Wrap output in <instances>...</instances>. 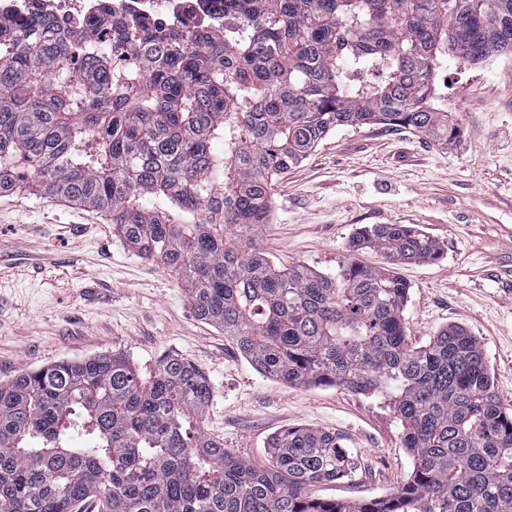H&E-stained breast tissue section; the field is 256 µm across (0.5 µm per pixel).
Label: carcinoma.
<instances>
[{
  "label": "carcinoma",
  "instance_id": "obj_1",
  "mask_svg": "<svg viewBox=\"0 0 512 512\" xmlns=\"http://www.w3.org/2000/svg\"><path fill=\"white\" fill-rule=\"evenodd\" d=\"M224 12L222 29L115 20L96 48L51 15L0 22V194L107 214L127 246L184 277L198 319L260 374L382 394L412 474L384 499L317 498L361 476L336 435L286 428L255 463L204 431L213 386L194 363L165 355L144 373L112 351L0 384V512H512V409L478 339L450 326L407 341L397 269L438 243L374 224L331 275L276 265L255 242L274 177L336 128L456 142L435 70L444 55L512 52V0H224ZM363 251L380 264L359 263Z\"/></svg>",
  "mask_w": 512,
  "mask_h": 512
}]
</instances>
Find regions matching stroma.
Segmentation results:
<instances>
[{
	"instance_id": "35a3bbf8",
	"label": "stroma",
	"mask_w": 512,
	"mask_h": 512,
	"mask_svg": "<svg viewBox=\"0 0 512 512\" xmlns=\"http://www.w3.org/2000/svg\"><path fill=\"white\" fill-rule=\"evenodd\" d=\"M434 83L461 129L456 142L443 150L383 125L336 129L276 177L257 243L282 265L330 273L359 228L416 225L440 255L400 269L409 344L465 328L512 408V53L448 59ZM110 351L141 369L167 354L196 364L214 387L205 430L240 457L264 460L267 439L291 426L336 433L363 477L322 486L320 497L381 499L412 473L382 396L259 374L196 317L180 276L134 254L100 212L46 194L0 195V381Z\"/></svg>"
}]
</instances>
